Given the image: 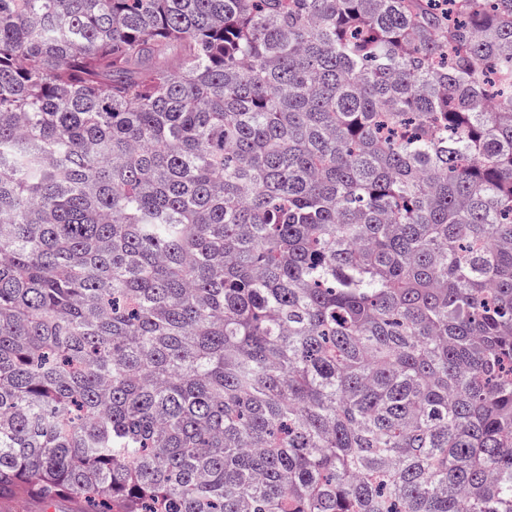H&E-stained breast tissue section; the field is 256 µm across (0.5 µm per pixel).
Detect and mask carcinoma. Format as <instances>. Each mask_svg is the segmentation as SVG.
<instances>
[{"label": "carcinoma", "mask_w": 512, "mask_h": 512, "mask_svg": "<svg viewBox=\"0 0 512 512\" xmlns=\"http://www.w3.org/2000/svg\"><path fill=\"white\" fill-rule=\"evenodd\" d=\"M0 499L512 512V0H0Z\"/></svg>", "instance_id": "obj_1"}]
</instances>
